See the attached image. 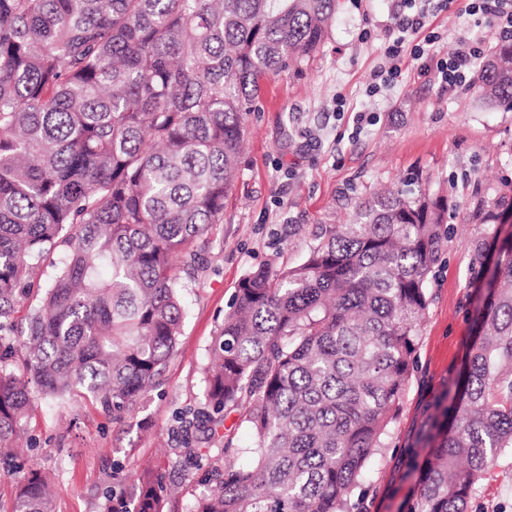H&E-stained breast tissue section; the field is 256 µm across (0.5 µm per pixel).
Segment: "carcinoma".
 I'll list each match as a JSON object with an SVG mask.
<instances>
[{
    "instance_id": "cac0c4a2",
    "label": "carcinoma",
    "mask_w": 512,
    "mask_h": 512,
    "mask_svg": "<svg viewBox=\"0 0 512 512\" xmlns=\"http://www.w3.org/2000/svg\"><path fill=\"white\" fill-rule=\"evenodd\" d=\"M336 6L0 0L5 463L31 386L115 419L156 386L181 332L178 272L195 268L224 223L261 81L317 53ZM473 89L512 110V40L494 46ZM447 213L441 198L378 193L359 222L324 226L301 262L241 279L209 349L197 425L201 443L224 430L220 462L190 512H362L352 492L389 447ZM505 213L512 199L501 197L478 218L498 224ZM493 246L496 287L482 296L463 367L408 451L417 484L405 512H466L512 448V238ZM240 429L251 447L237 446ZM133 504L164 512L153 470L134 481ZM11 512H54L40 473L18 483Z\"/></svg>"
}]
</instances>
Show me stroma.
<instances>
[{"mask_svg":"<svg viewBox=\"0 0 512 512\" xmlns=\"http://www.w3.org/2000/svg\"><path fill=\"white\" fill-rule=\"evenodd\" d=\"M463 7L454 0L436 11L438 56L464 37L487 49L499 42L496 28L475 25ZM395 10L394 0H338L314 60L264 81L258 109L246 117L224 221L213 228L198 270L182 279L181 334L158 386L121 421L32 390L20 459L52 479L56 512H103L107 496L130 495L147 468L161 478L166 512H188L193 489L174 414L204 402L209 347L240 279L262 265L299 263L323 225L351 223L361 203L387 188L424 191L451 204L400 415L389 448L371 460L362 484L364 512H400L412 497L405 450L425 405L454 378L474 336L478 246L512 234V226L471 217L483 197H512V111L487 105L470 89H443L408 58L400 85L368 95L385 63L382 45ZM360 111L367 119L358 128ZM466 512H512L511 451L476 486Z\"/></svg>","mask_w":512,"mask_h":512,"instance_id":"stroma-1","label":"stroma"}]
</instances>
